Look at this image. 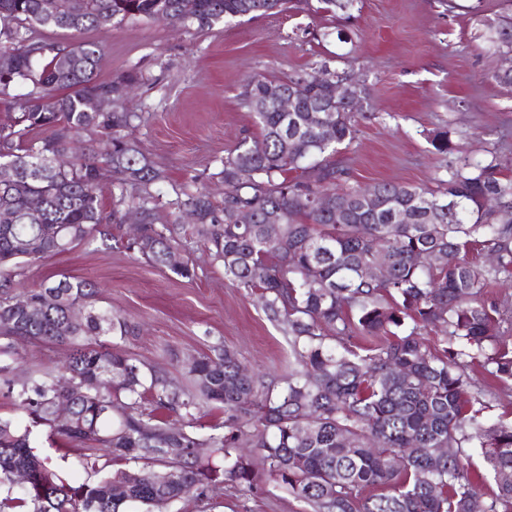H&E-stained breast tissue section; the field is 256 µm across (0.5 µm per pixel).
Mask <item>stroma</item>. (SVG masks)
Returning <instances> with one entry per match:
<instances>
[{
  "label": "stroma",
  "mask_w": 512,
  "mask_h": 512,
  "mask_svg": "<svg viewBox=\"0 0 512 512\" xmlns=\"http://www.w3.org/2000/svg\"><path fill=\"white\" fill-rule=\"evenodd\" d=\"M507 10L505 0H359L343 35L334 18L291 11L233 19L199 32L129 17L85 30L103 59L98 78L109 81L137 71L129 104L140 121L127 131L163 167L168 180L154 190L162 219H171L182 191L205 185L215 203L224 199L222 161L257 133L243 101L247 81L294 73L351 72L364 89L354 140L338 156L351 185L394 182L431 188L457 157L495 161L512 178V90L491 84L501 66L480 40L481 22ZM447 132L453 150L438 153L433 136ZM195 275L184 278L118 245L82 244L49 256L27 271L25 287L65 276L100 288V305L130 327L123 349L186 381L190 360L217 342L235 349L254 372L278 373L288 343L256 297L224 277L207 247L186 243ZM65 345L19 343L11 360L17 380L60 367ZM35 454L49 459L69 481L88 473L81 452L48 440L34 429ZM152 512H306L302 502L274 484L245 495L230 484L199 500L185 498Z\"/></svg>",
  "instance_id": "1"
}]
</instances>
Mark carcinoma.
<instances>
[{
  "label": "carcinoma",
  "mask_w": 512,
  "mask_h": 512,
  "mask_svg": "<svg viewBox=\"0 0 512 512\" xmlns=\"http://www.w3.org/2000/svg\"><path fill=\"white\" fill-rule=\"evenodd\" d=\"M291 0H0V102L14 103L0 126V164L15 171L0 181V353L20 340L66 344L58 370L27 382L0 362V390L18 402L33 427L84 450L90 479L68 482L30 444L31 430L0 417V512H122L128 504L154 506L185 497L204 499L221 484L252 493L273 483L309 512H512V417L488 416L495 401L481 367L512 380V304L488 289L512 282V179L493 162L463 157L437 188L382 182L377 200L348 186L336 155L366 113L333 99L345 71L279 79L252 78L244 103L258 134L223 161L224 204L204 186L181 193L177 205L190 224L158 221L153 188L164 169L124 130L141 119L119 109L91 112L93 98L117 95L138 75L96 79L100 49L92 42L50 44L33 27L81 32L137 16L172 25L212 29L224 20L280 13ZM334 15L357 0H318ZM484 49L512 53V19L486 25ZM294 97V111L279 98ZM334 129L326 142L318 125ZM87 130L98 147L79 149ZM72 154L60 169L52 156ZM112 173L114 209L107 215L98 182ZM140 213V241L115 237L120 209ZM252 212L250 224L239 213ZM272 211L281 222L266 220ZM404 221L396 220L398 215ZM204 242L224 277L263 298L262 311L288 343L281 374L251 373L226 346L188 365L187 383L102 336L129 335L126 322L98 306V287L74 277L13 294L26 268L82 243L109 240L150 263L190 278L180 258L186 232ZM493 254L496 263L483 258ZM387 267L389 277L364 275ZM440 333L434 345L422 331ZM69 406L66 417L57 407ZM224 410V422L204 432L201 411ZM110 449L113 470L93 451ZM198 448L210 454L196 453ZM257 448L258 459L243 453ZM448 454L438 456L436 449ZM496 486L487 494L472 470L473 457ZM153 467L154 480H142ZM27 474L15 488L14 472ZM374 490L370 496L364 495Z\"/></svg>",
  "instance_id": "obj_1"
}]
</instances>
